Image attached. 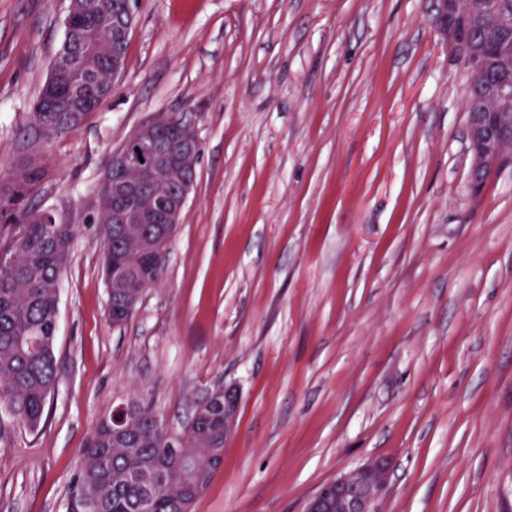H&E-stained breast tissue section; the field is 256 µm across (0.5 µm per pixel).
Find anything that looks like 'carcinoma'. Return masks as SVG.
Wrapping results in <instances>:
<instances>
[{
    "label": "carcinoma",
    "instance_id": "obj_1",
    "mask_svg": "<svg viewBox=\"0 0 512 512\" xmlns=\"http://www.w3.org/2000/svg\"><path fill=\"white\" fill-rule=\"evenodd\" d=\"M72 24L88 34L78 51H92L103 36L102 20L94 10L76 8ZM72 71L48 76L40 97L67 101L78 79ZM87 107L67 106L61 112L34 111V120L62 134L82 124L87 114L105 99L89 95ZM40 169L26 168L23 190L15 199H0V223L17 224L18 232L0 247V409L22 425L35 429L45 415L47 400L57 385L54 343L57 332L60 275L57 250H71L75 229L42 215L31 221L29 195ZM153 225L133 229L129 241L105 247L103 273L108 289V316L121 326L130 318L117 282L141 286V269L149 257L137 247ZM165 421L150 406L139 407L131 438L112 436V418L96 426L84 451L80 476L81 502L98 512H191L198 495L185 491L203 476L208 488L217 460L210 455L212 442L224 436V404L200 411L193 426L175 433L177 452L167 446Z\"/></svg>",
    "mask_w": 512,
    "mask_h": 512
}]
</instances>
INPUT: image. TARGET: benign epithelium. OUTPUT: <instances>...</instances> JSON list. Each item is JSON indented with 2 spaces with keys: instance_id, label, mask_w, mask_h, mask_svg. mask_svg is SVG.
Listing matches in <instances>:
<instances>
[{
  "instance_id": "7a95c632",
  "label": "benign epithelium",
  "mask_w": 512,
  "mask_h": 512,
  "mask_svg": "<svg viewBox=\"0 0 512 512\" xmlns=\"http://www.w3.org/2000/svg\"><path fill=\"white\" fill-rule=\"evenodd\" d=\"M434 22L438 33L453 58L464 64H483L502 58L512 62L508 54L478 47L472 41L471 29L478 22L494 25L507 44L512 41V14L499 9L496 0H433ZM132 2L123 11L106 17L115 38L112 39V78L123 70L125 42L133 23ZM512 110V81L502 80L492 87L486 104L468 113V139L472 171L477 175L512 156V126L502 122V113ZM199 141L186 115L163 113L143 124L134 135L132 145L112 154V168L106 172V184L126 205L112 213V223L125 229H112V238L128 236L135 224H154L160 235L170 240L175 235L186 205L192 182L184 181L178 188L152 194L149 188L172 171L195 169ZM116 431L125 433L136 418L132 406L122 405L112 412ZM388 463L373 459L353 471L324 484L308 503L306 512H376L375 505L388 487Z\"/></svg>"
}]
</instances>
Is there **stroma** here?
Returning <instances> with one entry per match:
<instances>
[{
    "label": "stroma",
    "mask_w": 512,
    "mask_h": 512,
    "mask_svg": "<svg viewBox=\"0 0 512 512\" xmlns=\"http://www.w3.org/2000/svg\"><path fill=\"white\" fill-rule=\"evenodd\" d=\"M69 0H0V189L77 229L58 385L37 431L0 416V512H72L123 402L235 422L192 512H305L379 457V512H512V158L473 193L466 70L432 0H134L111 97L68 133L33 105ZM188 114L193 187L159 284L112 326L99 189L156 114Z\"/></svg>",
    "instance_id": "1"
}]
</instances>
